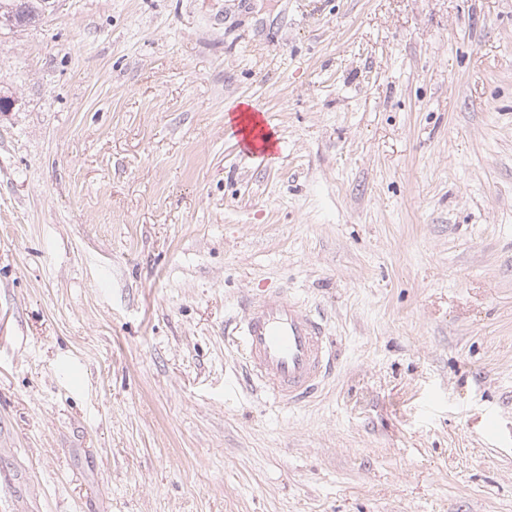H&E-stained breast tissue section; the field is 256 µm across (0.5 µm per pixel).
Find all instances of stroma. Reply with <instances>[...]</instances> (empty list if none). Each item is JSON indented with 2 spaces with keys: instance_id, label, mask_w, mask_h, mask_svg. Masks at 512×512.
<instances>
[{
  "instance_id": "stroma-1",
  "label": "stroma",
  "mask_w": 512,
  "mask_h": 512,
  "mask_svg": "<svg viewBox=\"0 0 512 512\" xmlns=\"http://www.w3.org/2000/svg\"><path fill=\"white\" fill-rule=\"evenodd\" d=\"M0 97V512H512V0H56ZM249 110H250V107L244 108V105L240 104L237 107V110L234 111V112H240V115L234 116L233 119H232L231 115H229L226 117V122L228 123L230 120L238 122L237 123L238 126L239 125L243 126L242 130L247 134V137H249L250 134H253V132L256 129L260 128V133H262L260 137L264 142L263 148L271 149V146L273 145V143L268 138L267 133L264 130V127H262L261 123L259 121H257L256 116L247 114L249 112ZM245 120L249 121L248 125L245 124ZM250 123L253 124V126L251 128H250ZM231 336L249 381L279 403L312 397L334 365L324 319L280 288L246 301Z\"/></svg>"
}]
</instances>
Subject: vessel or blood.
<instances>
[{
	"mask_svg": "<svg viewBox=\"0 0 512 512\" xmlns=\"http://www.w3.org/2000/svg\"><path fill=\"white\" fill-rule=\"evenodd\" d=\"M231 335L249 381L280 403L312 397L334 365L324 319L280 288L246 301Z\"/></svg>",
	"mask_w": 512,
	"mask_h": 512,
	"instance_id": "b4317fda",
	"label": "vessel or blood"
}]
</instances>
